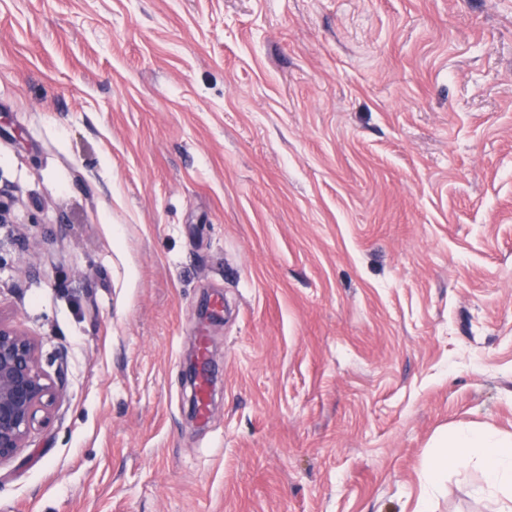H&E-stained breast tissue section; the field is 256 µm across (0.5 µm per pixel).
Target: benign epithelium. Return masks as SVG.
<instances>
[{
  "label": "benign epithelium",
  "mask_w": 512,
  "mask_h": 512,
  "mask_svg": "<svg viewBox=\"0 0 512 512\" xmlns=\"http://www.w3.org/2000/svg\"><path fill=\"white\" fill-rule=\"evenodd\" d=\"M63 394L62 380L42 369L37 341L0 311V465L14 460L47 424Z\"/></svg>",
  "instance_id": "benign-epithelium-1"
}]
</instances>
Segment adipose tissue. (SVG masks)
Returning a JSON list of instances; mask_svg holds the SVG:
<instances>
[{
    "mask_svg": "<svg viewBox=\"0 0 512 512\" xmlns=\"http://www.w3.org/2000/svg\"><path fill=\"white\" fill-rule=\"evenodd\" d=\"M460 466L475 462L487 473L490 512H512V435L494 426L460 428L449 436L448 444L431 473L439 475L448 463Z\"/></svg>",
    "mask_w": 512,
    "mask_h": 512,
    "instance_id": "obj_1",
    "label": "adipose tissue"
}]
</instances>
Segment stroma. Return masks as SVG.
<instances>
[{
    "label": "stroma",
    "mask_w": 512,
    "mask_h": 512,
    "mask_svg": "<svg viewBox=\"0 0 512 512\" xmlns=\"http://www.w3.org/2000/svg\"><path fill=\"white\" fill-rule=\"evenodd\" d=\"M0 190L66 377L0 512H489L429 468L512 434V0H0Z\"/></svg>",
    "instance_id": "obj_1"
}]
</instances>
